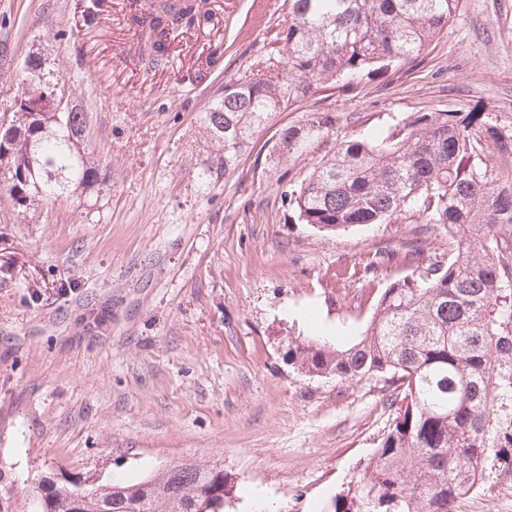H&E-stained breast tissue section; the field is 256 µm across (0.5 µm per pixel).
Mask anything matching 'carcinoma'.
<instances>
[{
    "instance_id": "carcinoma-1",
    "label": "carcinoma",
    "mask_w": 512,
    "mask_h": 512,
    "mask_svg": "<svg viewBox=\"0 0 512 512\" xmlns=\"http://www.w3.org/2000/svg\"><path fill=\"white\" fill-rule=\"evenodd\" d=\"M288 26L264 38L261 68L224 83L203 113L205 158L197 177L215 184L278 111L366 71L414 64L456 14L459 0H285ZM206 16L188 0H154L142 17L149 61L166 62L172 25ZM23 90L36 106L0 132V169L24 166L14 204L101 193L89 152L87 114L57 112L47 85L62 78L28 55ZM327 112L282 130L280 149L304 151L335 134ZM298 219L323 230L357 224H438L448 247L405 255L409 273L379 294L360 337L347 347L291 340L301 372L359 383L384 379L387 434L347 494L323 512H453L489 478L512 481V124L489 114L415 112L371 140L346 139L290 193ZM224 470L170 465L136 482L91 491L41 478L4 496V512H224Z\"/></svg>"
}]
</instances>
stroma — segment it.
Here are the masks:
<instances>
[{"mask_svg": "<svg viewBox=\"0 0 512 512\" xmlns=\"http://www.w3.org/2000/svg\"><path fill=\"white\" fill-rule=\"evenodd\" d=\"M149 0H0V110L26 55L60 72L88 117L105 181L22 208L0 182V469L14 491L49 476L137 481L185 460L220 467L224 512H321L388 431L382 380L309 376L289 338L348 345L377 289L404 276L434 224L300 223L289 194L330 147L282 155V128L332 113L360 138L413 112L512 122V0H459L413 67L356 77L277 112L218 183L198 182L200 117L285 26L284 0H209L166 65L141 55ZM393 259L366 275L375 253ZM458 512H512L487 480Z\"/></svg>", "mask_w": 512, "mask_h": 512, "instance_id": "1", "label": "stroma"}]
</instances>
